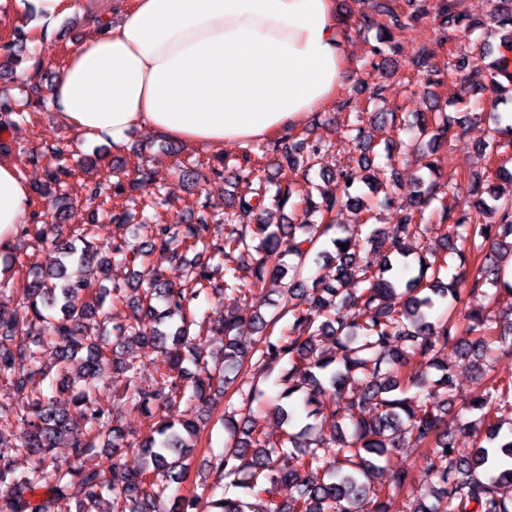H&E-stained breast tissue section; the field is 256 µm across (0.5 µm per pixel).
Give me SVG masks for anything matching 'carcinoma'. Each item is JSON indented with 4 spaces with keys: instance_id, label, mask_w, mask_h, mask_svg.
I'll use <instances>...</instances> for the list:
<instances>
[{
    "instance_id": "obj_1",
    "label": "carcinoma",
    "mask_w": 512,
    "mask_h": 512,
    "mask_svg": "<svg viewBox=\"0 0 512 512\" xmlns=\"http://www.w3.org/2000/svg\"><path fill=\"white\" fill-rule=\"evenodd\" d=\"M374 0L372 8L385 16L378 23L370 14L362 16V28H376V43L367 51V62L377 69L391 68V30L429 16L439 28L467 35L485 25L466 22L450 13L448 0ZM488 22L502 32L500 40L512 47V0H493ZM25 40L13 32L3 49L7 60L0 62V75L12 73L19 55L14 48ZM512 60L501 55L485 70H466L465 58L448 62V68L464 73V93L478 97L491 89L490 117L494 136L482 144V151L496 157L512 145V123L502 124L497 106L502 94L512 92V76L500 80ZM380 89L368 102L373 118L403 130L398 115L379 105ZM430 114H420L417 128L429 136L432 153L451 141L448 115L439 111L438 94L430 96ZM43 101L41 87L30 88L21 99L0 97V135L30 117L33 105ZM347 139L363 153L374 145L360 122L348 129ZM329 147L313 142L304 132L272 142V148L248 145L243 151L247 169L238 171V193L217 210L209 196L199 201L191 224H170L165 219L168 198L157 193L128 207L122 175L127 162L115 160V181L106 188L101 182L84 185L86 195L100 200L102 214L114 224L137 221L145 232L143 240L132 243L123 237L112 242L111 255L100 254L93 242L91 223L73 230L65 240L54 237V221L68 209V179L73 176L63 150L45 146L46 181L32 188V194L50 203L51 209L34 210L31 223L19 228V237L29 246L45 252L44 261L31 264L32 280L24 297L12 308L0 306V382L10 389L28 393L21 412L0 414V512H160L169 502V512H512V436L501 434L502 420L512 417V376H501L492 364L496 348H512V316L493 313L502 292L512 295L506 279L512 264V192L500 195L489 190V198L477 196L478 185L457 187V194L438 196L436 184L418 182V190L405 205L393 193L399 178L397 160L387 153V176L369 181L364 171L369 159L357 169L324 166ZM279 156L273 179L266 174L263 160L269 152ZM336 182L335 191L313 200L302 182L311 171ZM277 186L269 195V184ZM364 183L373 193H382L368 204L355 194ZM438 202L441 218L448 222V246L443 252L428 249L416 257L417 274L407 280L395 269L399 258L404 268L409 253L405 240L429 231L424 214ZM301 211L296 224L250 222L254 211L278 209L287 203ZM343 207L361 211L393 209L394 224L368 236L333 240L334 253L323 255L334 262L335 273L313 280L310 288L300 280L304 263L319 239L336 226ZM223 217L224 238L210 237V223ZM303 231L306 237L295 244L298 262L289 264L279 251L280 233ZM347 245L341 250L340 244ZM194 251L208 255L205 264H191L186 255ZM121 258L133 266L128 276L112 277V259ZM472 261L471 292L482 291L485 304L465 314L461 327L457 304L461 302L464 278L454 275L443 282L440 274L451 267L450 259ZM74 263L82 276L70 280L68 264ZM183 266L179 286L162 278V264ZM100 274L110 285L96 290L87 287L88 278ZM223 277L221 292L238 300L262 301L266 282L283 286V310L291 315L288 326L277 328L280 318L257 314L251 322L255 337L242 341L244 322L235 313H225L222 323L210 327L197 321L193 304L211 288L215 276ZM448 306L432 322L430 311L442 301ZM130 306L133 319L116 328V346L109 347L98 328L97 316L108 314L105 304ZM144 320L158 328L150 333L139 329ZM224 337L220 356L206 358L202 342L209 333ZM33 336H45L55 349L60 370H76L80 385L72 408L60 409L43 391L34 389V378L44 374L43 351L30 346ZM328 337L336 350L325 353L318 342ZM131 342L157 349V373L169 387L166 394L143 389L137 384L138 357ZM453 353L470 363L475 376V393L461 407L479 416L460 424L472 441L460 448L448 432L447 416L456 406L451 366L445 355ZM414 353L429 358L439 378L427 379V371L410 364ZM190 363V370L184 363ZM127 374L128 400L136 409L156 403L169 409L184 394L217 412L218 421L231 423L233 440L213 458L212 482L200 484L201 492L179 496V485L187 480L190 455L201 444V426L194 420H174L164 414L150 433L136 443L141 463L128 470L115 462L112 484L105 485L98 473L85 468V459L104 448L120 447V436L111 427V410L99 403L96 381L106 367ZM277 374L280 399L303 390L307 416L317 417L324 401L330 402L327 419L349 421L350 433L330 437L308 435L310 426L298 431L282 430L277 439L257 428L247 410L251 409L257 379ZM250 385L249 391L243 385ZM224 397V410L217 409L216 397ZM239 416L228 420L226 414ZM84 422L85 431L68 436L73 420ZM71 449L67 461L56 456V448ZM414 448L428 460L426 476L436 484L434 502L396 506L410 481V470L393 466L399 448ZM18 456L32 459L31 468L17 476L13 464ZM385 469L392 479L375 483ZM321 471L325 479L314 482L308 475ZM295 489L285 505L276 503L278 488Z\"/></svg>"
}]
</instances>
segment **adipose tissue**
<instances>
[{
	"label": "adipose tissue",
	"instance_id": "obj_1",
	"mask_svg": "<svg viewBox=\"0 0 512 512\" xmlns=\"http://www.w3.org/2000/svg\"><path fill=\"white\" fill-rule=\"evenodd\" d=\"M351 56L335 0H135L67 60L49 99L78 137L132 128L200 148L281 133L332 101ZM31 188L0 159V252Z\"/></svg>",
	"mask_w": 512,
	"mask_h": 512
}]
</instances>
